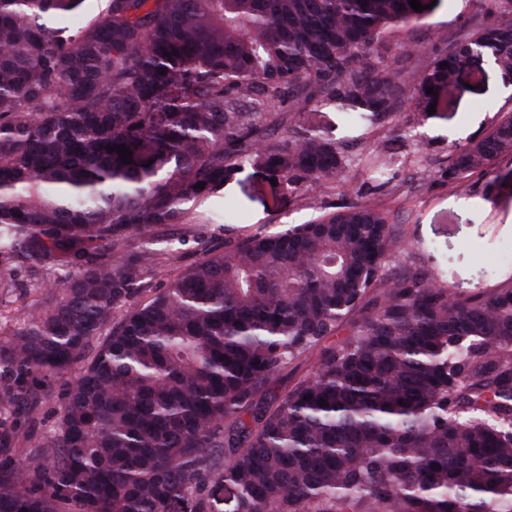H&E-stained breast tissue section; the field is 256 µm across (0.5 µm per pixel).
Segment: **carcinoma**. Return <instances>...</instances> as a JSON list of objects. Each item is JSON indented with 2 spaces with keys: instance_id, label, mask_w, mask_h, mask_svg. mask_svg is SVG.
Returning a JSON list of instances; mask_svg holds the SVG:
<instances>
[{
  "instance_id": "1",
  "label": "carcinoma",
  "mask_w": 512,
  "mask_h": 512,
  "mask_svg": "<svg viewBox=\"0 0 512 512\" xmlns=\"http://www.w3.org/2000/svg\"><path fill=\"white\" fill-rule=\"evenodd\" d=\"M86 2L0 0V280L67 259L0 339V410L32 420L72 376L54 434L0 419V512H512V285L389 277L400 238L363 200L148 286L178 258L168 228L207 245L192 208L245 168L342 180V145L263 113L301 93L366 127L406 97L428 111L475 56L512 77V0L401 68L373 52L433 12L409 0H104L69 28ZM511 155L510 115L442 175ZM320 351L321 347L319 346L307 353L297 365H290L287 369L276 374L270 386L273 393L282 397L300 377L310 373L318 362Z\"/></svg>"
}]
</instances>
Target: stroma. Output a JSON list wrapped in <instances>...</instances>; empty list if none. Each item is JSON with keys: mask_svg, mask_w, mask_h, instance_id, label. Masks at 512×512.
<instances>
[{"mask_svg": "<svg viewBox=\"0 0 512 512\" xmlns=\"http://www.w3.org/2000/svg\"><path fill=\"white\" fill-rule=\"evenodd\" d=\"M488 19L480 0H441L419 23L400 28L394 40L443 51L464 30ZM500 78L487 61L477 60L441 91L435 114L412 111L405 103L368 128L356 127L349 113L330 104L286 101L266 115V123L277 128L294 118L342 144L355 160L343 189L292 195L284 185H272L270 172L245 169L224 186L234 208L232 219L224 227L214 226L209 202L194 206L193 223L209 227L207 248L187 241L178 260L150 272L151 287H163L206 252H223L259 230L304 223L369 192L377 194L402 243L387 267L389 276L420 267L449 291L464 293L512 284V258L506 256L512 250V156L497 160L488 173H473L462 188L440 176L452 150L482 139L502 114L512 111V92L500 90ZM398 125L414 130V137H395ZM14 280L15 287L0 290L4 329L21 325L26 305L40 296L27 273H16Z\"/></svg>", "mask_w": 512, "mask_h": 512, "instance_id": "obj_1", "label": "stroma"}]
</instances>
